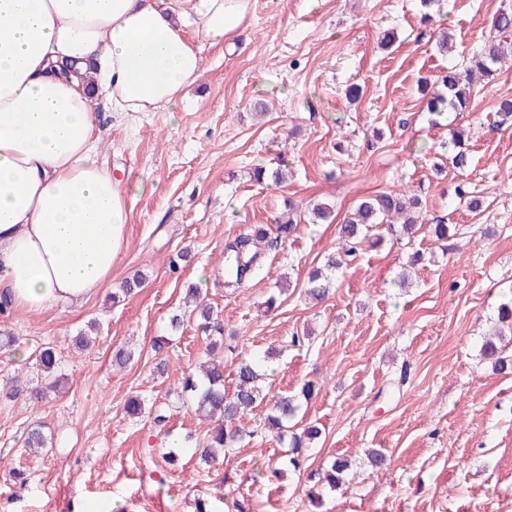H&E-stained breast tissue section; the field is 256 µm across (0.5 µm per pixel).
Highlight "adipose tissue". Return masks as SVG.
<instances>
[{
  "label": "adipose tissue",
  "mask_w": 512,
  "mask_h": 512,
  "mask_svg": "<svg viewBox=\"0 0 512 512\" xmlns=\"http://www.w3.org/2000/svg\"><path fill=\"white\" fill-rule=\"evenodd\" d=\"M251 0H0V304L86 300L112 276L127 184L100 165L97 108L173 109ZM68 61L69 76L51 63Z\"/></svg>",
  "instance_id": "adipose-tissue-1"
}]
</instances>
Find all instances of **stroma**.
I'll use <instances>...</instances> for the list:
<instances>
[{
	"instance_id": "35a3bbf8",
	"label": "stroma",
	"mask_w": 512,
	"mask_h": 512,
	"mask_svg": "<svg viewBox=\"0 0 512 512\" xmlns=\"http://www.w3.org/2000/svg\"><path fill=\"white\" fill-rule=\"evenodd\" d=\"M510 6L440 0L427 24L420 0H251L231 44L204 45V75L173 111L98 112L99 162L136 176L127 241L111 279L82 304L0 309V336L13 341L0 347V512H512V369L496 371L481 351L498 329L512 355V325L498 320L512 293V129L495 114L512 96V58L474 84L470 111L447 124L432 125L420 85L465 67L490 17ZM353 83L363 89L356 102L345 95ZM453 126L468 133L462 171L449 160ZM257 166L288 179L257 182ZM402 185L425 221L456 233L363 243L326 299L310 301L307 274L337 250L349 211ZM313 202L331 206L330 221L264 245L259 274L225 288V241ZM415 252L422 260L401 287ZM136 274L141 288L113 302ZM195 286L214 309L210 325L185 306ZM273 294L275 309L263 311ZM176 314L184 323L174 331ZM89 331L94 345L78 349ZM159 336L170 339L160 353ZM213 336L265 356L269 399L208 465L199 452L213 424L181 404L180 382ZM48 346L64 382L35 405L7 397L15 376L47 385L36 359ZM121 346L134 353L122 368L112 363ZM308 381L319 392L289 425L322 433L295 471L263 424L270 399ZM136 395L145 407L132 416ZM37 425L49 443L34 453L23 439ZM373 449L383 467L368 462ZM339 455L352 468L332 489L320 477Z\"/></svg>"
}]
</instances>
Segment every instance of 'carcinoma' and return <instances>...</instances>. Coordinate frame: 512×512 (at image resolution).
Returning a JSON list of instances; mask_svg holds the SVG:
<instances>
[{
  "instance_id": "1",
  "label": "carcinoma",
  "mask_w": 512,
  "mask_h": 512,
  "mask_svg": "<svg viewBox=\"0 0 512 512\" xmlns=\"http://www.w3.org/2000/svg\"><path fill=\"white\" fill-rule=\"evenodd\" d=\"M490 29L496 35L487 39L483 50L473 56L465 70V75H458L450 69L439 75L431 83L423 82V87L432 84L436 91L428 101V109L440 116L441 108L446 107L450 112H465L471 103V85L477 77H491L497 66L512 57V43L505 42L500 36L512 33V12L501 10L490 21ZM462 133L452 136L456 147L451 161L454 168L463 170L468 166L469 156L461 149ZM420 205L419 198L406 191H392L361 201L344 220L340 229L341 256H330L324 268H317L309 273L306 290L307 295L314 301L324 299L328 292L332 271L345 263V257L355 254L359 247L369 237L378 240L385 239V234L392 231L393 223L399 221L403 232L414 234L426 231L438 240L448 238L449 226L446 224H418L419 217L415 208ZM264 229H250L238 234L224 245V284L228 288H239L256 272L260 256L259 245L267 238ZM40 370L47 376H52L58 367L59 360L55 350L44 348L37 359ZM236 371L235 390L231 395L224 392V364L211 362L201 374H188L181 381L182 396L191 401V407L198 414H205L221 421V427L212 434L211 441L203 450L202 459L213 462L224 452L234 447L238 437L245 429L242 428L243 416L256 403L263 401L264 394L258 382L264 376L261 364L253 357H237L234 359ZM29 394V399L41 401L47 392L42 388L25 389L20 380L15 379L9 387V394L17 397ZM299 404L294 396H280L273 403V412L266 417L265 426L276 432L280 440H285L286 423L296 415ZM320 435V429L308 425L302 432L291 434L288 443V465L293 469L299 467L300 449L313 442ZM347 463L341 458L331 461L323 479L335 488L344 481Z\"/></svg>"
}]
</instances>
